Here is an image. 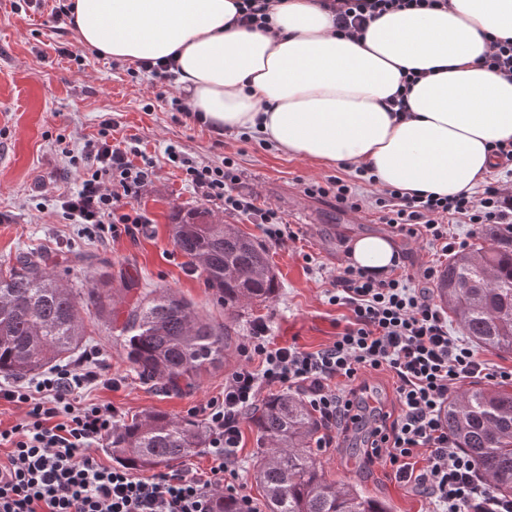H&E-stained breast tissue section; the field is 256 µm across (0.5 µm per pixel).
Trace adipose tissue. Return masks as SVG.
Segmentation results:
<instances>
[{
	"label": "adipose tissue",
	"mask_w": 512,
	"mask_h": 512,
	"mask_svg": "<svg viewBox=\"0 0 512 512\" xmlns=\"http://www.w3.org/2000/svg\"><path fill=\"white\" fill-rule=\"evenodd\" d=\"M78 39L128 62L174 56L186 105L209 126L257 132L284 154L367 168L378 186L469 193L512 141V80L480 63L512 39V0L392 10L341 35L320 0H276L267 28L233 22L238 0H74ZM424 76L390 111L409 70ZM355 265L389 271L385 237L351 244Z\"/></svg>",
	"instance_id": "1"
}]
</instances>
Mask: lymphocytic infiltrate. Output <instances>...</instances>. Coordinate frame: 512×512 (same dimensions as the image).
Masks as SVG:
<instances>
[{
    "label": "lymphocytic infiltrate",
    "mask_w": 512,
    "mask_h": 512,
    "mask_svg": "<svg viewBox=\"0 0 512 512\" xmlns=\"http://www.w3.org/2000/svg\"><path fill=\"white\" fill-rule=\"evenodd\" d=\"M438 2L335 0L336 29L353 33L366 27L369 16ZM111 129V119H104L80 151H65L68 165L81 166L85 177L77 189L58 196L63 218L103 241L148 224L135 202L155 174L152 158L112 142ZM165 153L206 201L262 224L268 243L296 241L278 210L259 206L256 196L244 191L232 159L202 165L172 145ZM365 177L360 169L355 181H309L303 191L333 197L342 209L374 207L381 223L445 253L461 247L450 234L454 224L477 230L492 225L512 236V195L499 181L486 182L477 197L388 187L371 200L358 191ZM434 275L429 266L412 273L341 267L328 301L348 315L334 342L315 352L272 346L265 325L256 324L241 347L246 364L225 381L222 397L203 409L213 460L205 476L172 470L142 478L128 468L99 463L93 449L111 437L118 414L109 406L77 403L82 390L102 381L94 367L66 365L1 385L0 400L23 408L24 415L10 429H0V446L9 448L0 458V512H212L215 486L235 496L242 493L233 466L240 424L266 387L303 393L325 427L318 447H333L338 436L371 422L367 458L388 460L395 478L425 495L432 512H512V500L479 477L475 459L457 448L443 418L448 394L460 380L512 383V372L493 369L474 345L449 332L429 288ZM376 371L392 374L396 407L368 416L362 407L364 378Z\"/></svg>",
    "instance_id": "f902f5d3"
}]
</instances>
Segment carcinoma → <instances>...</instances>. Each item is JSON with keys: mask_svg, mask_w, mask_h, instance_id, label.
I'll return each mask as SVG.
<instances>
[{"mask_svg": "<svg viewBox=\"0 0 512 512\" xmlns=\"http://www.w3.org/2000/svg\"><path fill=\"white\" fill-rule=\"evenodd\" d=\"M171 235L221 294L228 315L275 294L267 249L234 225L196 208L177 217ZM52 263L48 255L21 253L0 269L1 374L23 378L68 361L87 335L80 308L88 303L121 339L144 383L190 391L229 356L228 327L200 316L175 294L142 293L120 321L117 305L121 294L135 290L134 282L118 289L70 287L55 276ZM437 293L465 335L483 347L512 352V244L455 253ZM251 419L258 434L255 478L268 512H389L385 503L326 478L310 448L322 424L299 397L284 392L267 398ZM445 421L457 447L476 460L479 475L500 496L512 498V390L472 382L448 398ZM207 438L197 420L146 410L117 422L109 451L134 469L151 470L190 456ZM214 512L244 510L240 500L222 495Z\"/></svg>", "mask_w": 512, "mask_h": 512, "instance_id": "obj_1", "label": "carcinoma"}]
</instances>
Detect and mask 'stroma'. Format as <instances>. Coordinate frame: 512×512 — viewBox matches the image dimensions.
Wrapping results in <instances>:
<instances>
[{
	"label": "stroma",
	"mask_w": 512,
	"mask_h": 512,
	"mask_svg": "<svg viewBox=\"0 0 512 512\" xmlns=\"http://www.w3.org/2000/svg\"><path fill=\"white\" fill-rule=\"evenodd\" d=\"M41 3V8L15 13L9 0H0V266L12 263L18 252L30 251L61 258L57 277L85 288L99 282L116 285L125 278L143 291L171 290L200 316L229 323L236 346L223 365L204 375L197 389L167 393L139 380L122 344L98 323L94 309L86 308L81 315L88 335L80 350L98 352L112 384L90 386L80 403L109 404L124 416L151 410L188 417L192 408L220 396L225 379L244 365L240 347L258 323L266 325L277 345L311 352L326 347L335 340L336 324L344 314L329 304L326 291L337 269L348 263L351 242L359 237H393L411 270L446 265V257L425 241L392 235L376 211L354 213L337 208L333 199L304 194V181L346 179L350 169L291 157L262 147L257 138L220 135L185 118L171 108L172 98L182 94L178 86L146 76L132 78L125 67L113 66L110 57L81 45L74 29L54 28L49 18L54 0ZM59 43L80 54L82 63L59 57L54 50ZM108 117L116 140L132 142L153 157L156 175L136 202L149 225L136 237L121 235L104 244L62 218L57 196L80 184L79 173L64 163L62 149H80ZM171 144L197 162L234 160L244 185L258 193L261 203L277 208L299 236L298 242L270 247L278 290L268 300L245 305L235 321H228L223 300L209 288L203 272L188 273V259L176 248L170 224L179 210L205 207L261 244L266 241L263 227L205 204L181 170L168 162L165 149ZM38 180L45 183L46 193L37 200L31 188ZM241 431L234 466L256 512H266L254 479L257 430L246 419ZM363 440V432L353 431L338 447L317 451L327 478L385 502L390 512H429L426 499L395 479L390 465L366 460Z\"/></svg>",
	"instance_id": "1"
}]
</instances>
